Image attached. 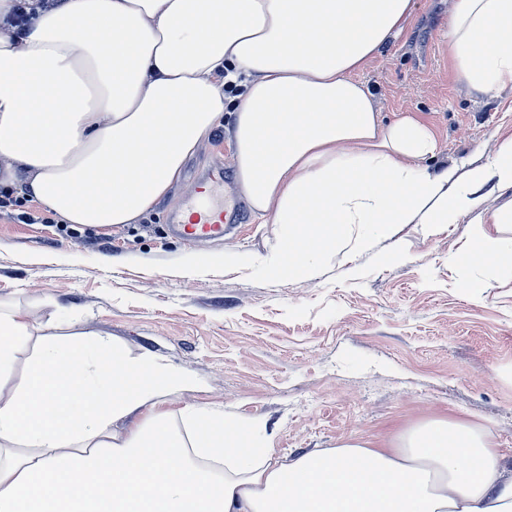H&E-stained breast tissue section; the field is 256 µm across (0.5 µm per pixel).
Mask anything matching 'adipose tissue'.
<instances>
[{
	"label": "adipose tissue",
	"instance_id": "ef3b65f1",
	"mask_svg": "<svg viewBox=\"0 0 512 512\" xmlns=\"http://www.w3.org/2000/svg\"><path fill=\"white\" fill-rule=\"evenodd\" d=\"M413 0H65L23 35L0 31V186L64 224H134L180 181L222 125L253 214L281 227L279 275L314 277L419 224L427 236L477 214L466 250L512 279V135L490 159L430 168L433 130L384 123L357 75L403 28ZM460 82L512 89V0H448ZM239 82L231 97L226 82ZM30 334L0 310V512H512V467L488 433L432 419L376 445L360 439L282 458L250 421L193 405L169 365L121 355L98 332ZM152 411L121 436L118 421Z\"/></svg>",
	"mask_w": 512,
	"mask_h": 512
}]
</instances>
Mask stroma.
Returning <instances> with one entry per match:
<instances>
[{
  "instance_id": "1",
  "label": "stroma",
  "mask_w": 512,
  "mask_h": 512,
  "mask_svg": "<svg viewBox=\"0 0 512 512\" xmlns=\"http://www.w3.org/2000/svg\"><path fill=\"white\" fill-rule=\"evenodd\" d=\"M447 27L448 0H415L358 78L383 118L413 114L434 128L437 164L483 162L512 134V90L484 97L457 82ZM219 170L224 199L236 184L234 145L220 130L138 223L75 231L31 202L40 223L0 213V308L30 328L15 377L45 334L100 332L193 380L163 410L194 403L260 420L284 457L446 417L484 427L512 464V281L481 298L462 288L478 273L463 254L474 215L432 237L404 225L354 263L334 255L315 277L287 280L272 268L278 225L257 223L244 197L224 238L176 231L191 192ZM237 253L253 266L236 267Z\"/></svg>"
}]
</instances>
